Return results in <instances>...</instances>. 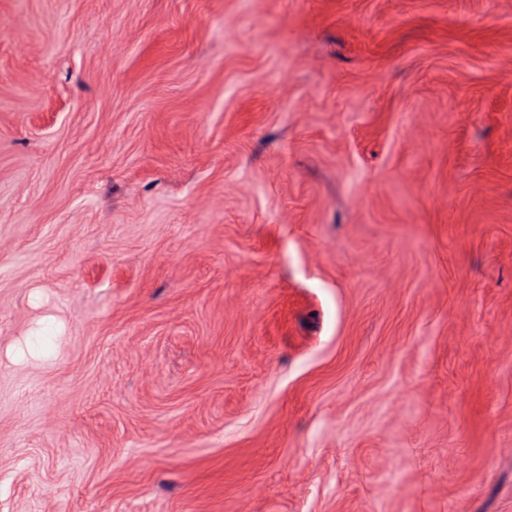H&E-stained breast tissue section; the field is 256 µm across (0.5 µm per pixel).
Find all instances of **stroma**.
<instances>
[{
    "mask_svg": "<svg viewBox=\"0 0 512 512\" xmlns=\"http://www.w3.org/2000/svg\"><path fill=\"white\" fill-rule=\"evenodd\" d=\"M0 512H512V0H0Z\"/></svg>",
    "mask_w": 512,
    "mask_h": 512,
    "instance_id": "stroma-1",
    "label": "stroma"
}]
</instances>
